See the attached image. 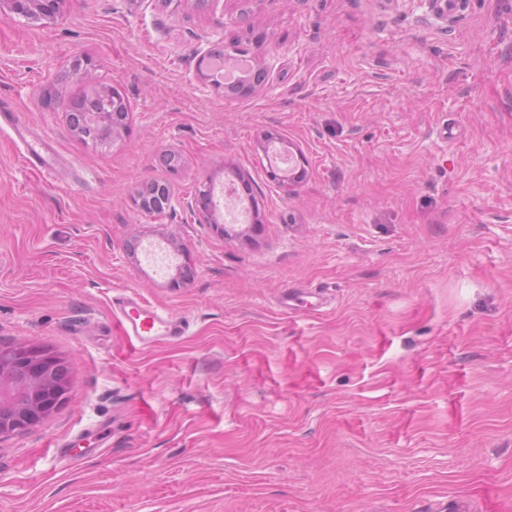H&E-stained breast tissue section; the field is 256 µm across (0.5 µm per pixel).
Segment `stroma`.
Returning a JSON list of instances; mask_svg holds the SVG:
<instances>
[{"label":"stroma","mask_w":512,"mask_h":512,"mask_svg":"<svg viewBox=\"0 0 512 512\" xmlns=\"http://www.w3.org/2000/svg\"><path fill=\"white\" fill-rule=\"evenodd\" d=\"M422 13L63 0L34 21L0 0V101L65 161L46 177L0 132V344L72 380L0 438V512H512V0ZM215 45L270 60L265 82L203 83ZM99 86L131 108L104 147L65 112ZM270 135L305 159L293 196ZM153 181L182 206L138 210ZM225 184L246 222L188 208ZM120 291L187 334L126 336Z\"/></svg>","instance_id":"1"}]
</instances>
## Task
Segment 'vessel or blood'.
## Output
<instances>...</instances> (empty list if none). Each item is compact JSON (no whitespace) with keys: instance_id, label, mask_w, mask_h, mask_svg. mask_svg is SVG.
<instances>
[{"instance_id":"obj_1","label":"vessel or blood","mask_w":512,"mask_h":512,"mask_svg":"<svg viewBox=\"0 0 512 512\" xmlns=\"http://www.w3.org/2000/svg\"><path fill=\"white\" fill-rule=\"evenodd\" d=\"M11 127L15 136L26 145L25 163L37 170H49L55 165L47 144L30 135L29 131L17 125L14 115L0 107V127ZM112 306L122 319V325L128 336L140 342L148 343L164 336L178 339L184 336L189 323L179 317L164 315L151 304L131 294H120L112 299Z\"/></svg>"}]
</instances>
